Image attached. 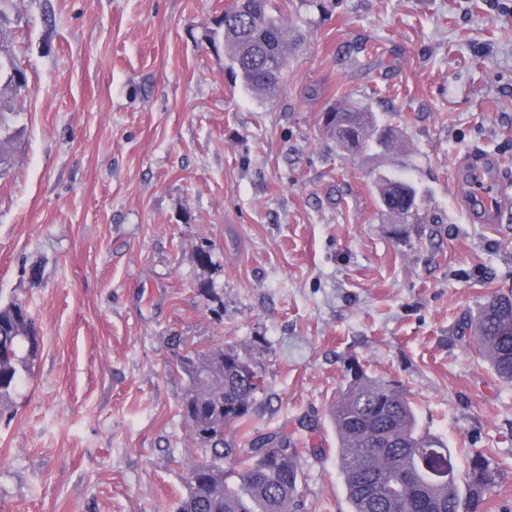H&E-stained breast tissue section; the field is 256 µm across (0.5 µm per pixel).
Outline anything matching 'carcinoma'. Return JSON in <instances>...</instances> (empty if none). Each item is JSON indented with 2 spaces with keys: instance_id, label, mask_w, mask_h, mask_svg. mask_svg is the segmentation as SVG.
I'll return each mask as SVG.
<instances>
[{
  "instance_id": "carcinoma-1",
  "label": "carcinoma",
  "mask_w": 512,
  "mask_h": 512,
  "mask_svg": "<svg viewBox=\"0 0 512 512\" xmlns=\"http://www.w3.org/2000/svg\"><path fill=\"white\" fill-rule=\"evenodd\" d=\"M223 18L224 56L228 69L253 93L276 90L288 62V39L281 20L270 13L269 0H235ZM18 78H0V164L13 157L14 134L9 115L19 111L27 77L17 57ZM337 128L330 129L340 150L364 154L395 143L392 129L379 124L367 107L344 98L333 109ZM378 204L394 224H405L420 201L418 185L396 175L377 184ZM468 341L494 374L512 384V291L492 293L467 324ZM35 347L33 318L20 300L0 307V400L15 392L29 371ZM180 364L190 378L183 416L194 436L211 448V458L190 465L186 495L177 512H309L300 489L303 471L288 440L252 439L245 448L224 443V429L246 427L263 375L243 357L232 358L222 347L183 355ZM329 416L336 430L340 476L350 512H480L496 487L500 470L483 453L474 454L466 470L451 481L433 479L421 461L433 467L448 461L450 450L418 426L407 395L389 380L371 378L357 365ZM234 457L229 468L224 458Z\"/></svg>"
}]
</instances>
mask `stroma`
I'll return each mask as SVG.
<instances>
[{
    "instance_id": "35a3bbf8",
    "label": "stroma",
    "mask_w": 512,
    "mask_h": 512,
    "mask_svg": "<svg viewBox=\"0 0 512 512\" xmlns=\"http://www.w3.org/2000/svg\"><path fill=\"white\" fill-rule=\"evenodd\" d=\"M232 2L0 14L28 76L0 169V306L23 301L38 331L0 404V512H175L207 456L176 356L222 344L267 382L225 440H294L309 512H349L327 412L353 364L399 385L458 469L490 451L486 510L512 512V384L461 336L512 289V194L494 224L458 202L469 152L512 179V0H271L290 51L268 97L208 40ZM347 95L394 128L389 153L338 149L322 117ZM389 173L441 222L389 223Z\"/></svg>"
}]
</instances>
